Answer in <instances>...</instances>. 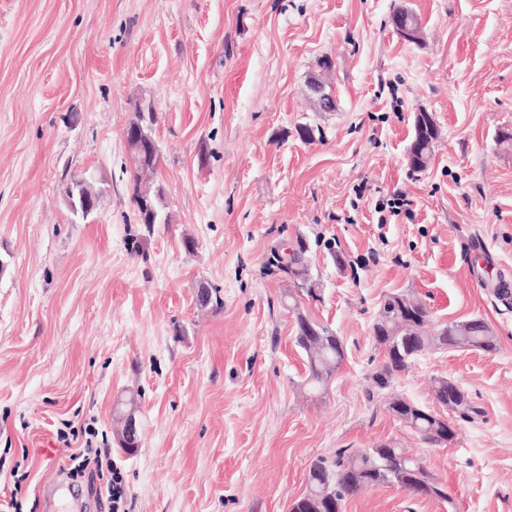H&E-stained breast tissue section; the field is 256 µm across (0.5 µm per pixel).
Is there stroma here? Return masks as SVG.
Instances as JSON below:
<instances>
[{
  "label": "stroma",
  "mask_w": 512,
  "mask_h": 512,
  "mask_svg": "<svg viewBox=\"0 0 512 512\" xmlns=\"http://www.w3.org/2000/svg\"><path fill=\"white\" fill-rule=\"evenodd\" d=\"M412 9L420 42L390 17ZM332 55L336 102L308 82ZM153 105L167 221L130 199L124 132ZM441 130L429 168L406 150L418 110ZM319 129L312 143L295 128ZM512 0H0V492L28 472L23 512H107L60 471V432L95 428L126 481L125 512H288L309 464L404 449L450 501L394 486L344 512H512ZM93 171L98 213L63 194ZM409 204L399 215L394 193ZM196 247L187 250L184 241ZM306 241L314 295L301 310L343 340L328 392L303 386L274 264ZM224 307L200 311L199 282ZM421 298L435 322L478 316L499 349L419 356L372 381L385 294ZM446 377L478 414L447 447L387 410L427 409ZM136 395L141 446L117 449L112 408Z\"/></svg>",
  "instance_id": "obj_1"
}]
</instances>
